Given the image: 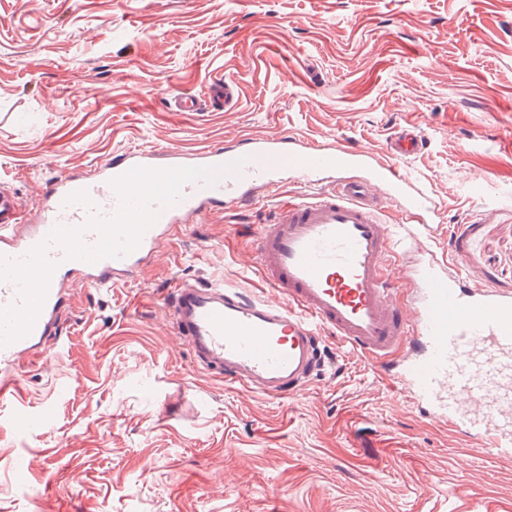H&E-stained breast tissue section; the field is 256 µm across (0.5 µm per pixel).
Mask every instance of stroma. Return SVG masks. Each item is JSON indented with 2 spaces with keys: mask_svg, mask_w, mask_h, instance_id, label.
Listing matches in <instances>:
<instances>
[{
  "mask_svg": "<svg viewBox=\"0 0 512 512\" xmlns=\"http://www.w3.org/2000/svg\"><path fill=\"white\" fill-rule=\"evenodd\" d=\"M216 78L238 86L231 111L170 110L173 91ZM408 124L425 145L392 156ZM272 127L398 167L435 206L436 256L512 295V0H0V180L21 214L59 172ZM304 191L225 205L132 282L70 289L52 374L22 363L0 400V512H512V457L449 431L335 339L285 400L171 344L173 279L268 297L239 259ZM19 409L48 427L16 429Z\"/></svg>",
  "mask_w": 512,
  "mask_h": 512,
  "instance_id": "1",
  "label": "stroma"
}]
</instances>
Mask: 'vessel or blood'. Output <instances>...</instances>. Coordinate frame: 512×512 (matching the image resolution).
Returning a JSON list of instances; mask_svg holds the SVG:
<instances>
[{"label": "vessel or blood", "instance_id": "obj_1", "mask_svg": "<svg viewBox=\"0 0 512 512\" xmlns=\"http://www.w3.org/2000/svg\"><path fill=\"white\" fill-rule=\"evenodd\" d=\"M234 85L216 83L209 99L175 92V112H221L234 105ZM424 145L422 132L400 127L389 142L393 155L409 157ZM241 161L239 175L215 185L184 184L179 201L162 208L138 245L118 257L94 262L66 257L47 245L55 265L37 319L26 335L0 345V367L37 358L56 331L58 311L71 278L89 289L109 288L157 259L162 242L208 209L253 204L258 193L286 179L308 188L306 197L283 204L263 225L251 252L273 299L221 285L176 281L168 308L172 334L188 342L194 362L225 381L277 399L304 391L324 364L322 330L391 372L432 416L459 433L487 437L499 454L512 456V300L491 288L471 287L450 275L436 256L404 271L394 254L390 225L380 217L381 196L401 201L409 239L426 235L435 211L428 195L390 164L372 165L361 147L325 149L282 133L246 137L235 146L186 153L134 149L96 166L92 173H60L50 180L44 201L29 218L15 208L10 186L0 182V256L23 260L47 244L57 228H87V211L69 203L87 192L98 213L114 216L121 199L115 178L135 167H217ZM415 280L418 300L404 313L396 297L403 278Z\"/></svg>", "mask_w": 512, "mask_h": 512}]
</instances>
